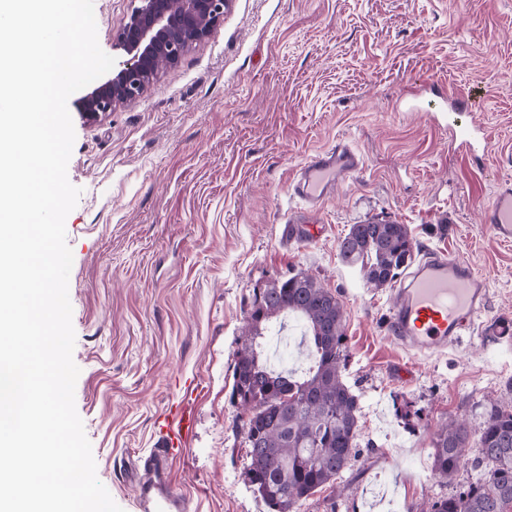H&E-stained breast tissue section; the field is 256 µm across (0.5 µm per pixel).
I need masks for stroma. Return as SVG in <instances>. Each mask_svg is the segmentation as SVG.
Listing matches in <instances>:
<instances>
[{"label": "stroma", "instance_id": "stroma-1", "mask_svg": "<svg viewBox=\"0 0 512 512\" xmlns=\"http://www.w3.org/2000/svg\"><path fill=\"white\" fill-rule=\"evenodd\" d=\"M132 7L94 0L106 54ZM444 93L475 97L451 120L481 129L482 161L449 151L432 115ZM68 110L67 175L82 190L65 222L75 407L123 512H136L134 467L181 401L194 422L172 462L183 512H269L244 479L232 372L255 289L297 272L344 304V375L362 404L352 467L297 512H427L478 479L469 463L438 478L431 439L448 417L476 423L512 400V335L498 330L512 322V242L481 222L512 181V0H229L146 95L95 123ZM340 138L363 170L323 202L316 234L285 236L300 206L292 174ZM370 219L407 225L415 258L458 257L485 278L462 345L420 353L389 336L394 287H371L338 254ZM301 335L292 320L267 337L272 366L307 371Z\"/></svg>", "mask_w": 512, "mask_h": 512}]
</instances>
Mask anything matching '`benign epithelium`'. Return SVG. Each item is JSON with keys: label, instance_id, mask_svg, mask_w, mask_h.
I'll list each match as a JSON object with an SVG mask.
<instances>
[{"label": "benign epithelium", "instance_id": "benign-epithelium-1", "mask_svg": "<svg viewBox=\"0 0 512 512\" xmlns=\"http://www.w3.org/2000/svg\"><path fill=\"white\" fill-rule=\"evenodd\" d=\"M115 35L121 54L112 70L79 100L85 119L95 122L117 106L131 103L155 84L159 65L175 64L205 40L224 19L228 0H133Z\"/></svg>", "mask_w": 512, "mask_h": 512}]
</instances>
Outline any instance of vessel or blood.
<instances>
[{
  "mask_svg": "<svg viewBox=\"0 0 512 512\" xmlns=\"http://www.w3.org/2000/svg\"><path fill=\"white\" fill-rule=\"evenodd\" d=\"M455 149L485 151L473 127L457 128L450 135ZM363 157L351 144L339 142L311 155L289 184L290 196L309 209L320 207L338 181L361 172ZM482 222L497 239L512 240V183L500 184L482 211ZM487 297L484 281L465 262L440 256L420 261L398 289L389 319L391 335L420 352L453 346L469 333ZM193 429L183 407H176L159 431L157 448L143 461L145 479L135 499L139 512H171L175 499L166 490L170 460Z\"/></svg>",
  "mask_w": 512,
  "mask_h": 512,
  "instance_id": "obj_1",
  "label": "vessel or blood"
}]
</instances>
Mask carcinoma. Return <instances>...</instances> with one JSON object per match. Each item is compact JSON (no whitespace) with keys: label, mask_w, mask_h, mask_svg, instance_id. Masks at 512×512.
<instances>
[{"label":"carcinoma","mask_w":512,"mask_h":512,"mask_svg":"<svg viewBox=\"0 0 512 512\" xmlns=\"http://www.w3.org/2000/svg\"><path fill=\"white\" fill-rule=\"evenodd\" d=\"M338 251L369 285L385 288L408 266L413 243L406 225L367 220L350 226ZM290 314L304 320L313 357L302 378L268 365L258 341L272 321ZM346 349L343 303L313 276L300 272L255 293L231 398L251 405L236 425L247 445L244 477L270 512H295L300 501L334 486L355 458L361 406L344 379ZM474 436L482 477L434 500L428 512H512V405L490 403L475 425L448 418L433 435L435 475L453 481Z\"/></svg>","instance_id":"carcinoma-1"}]
</instances>
